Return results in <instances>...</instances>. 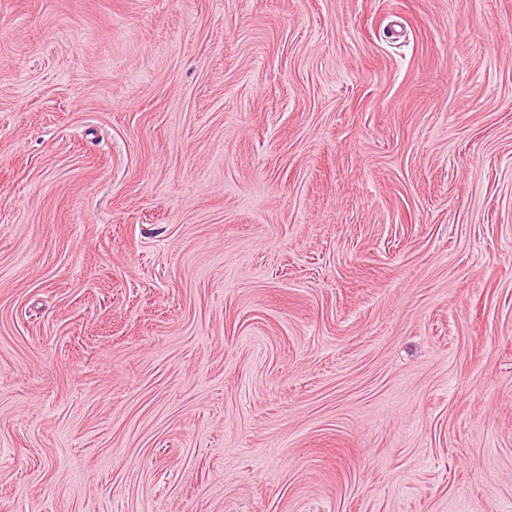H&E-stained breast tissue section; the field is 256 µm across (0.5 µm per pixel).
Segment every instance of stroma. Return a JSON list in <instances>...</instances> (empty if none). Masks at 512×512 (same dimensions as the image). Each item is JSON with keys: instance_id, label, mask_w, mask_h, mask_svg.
<instances>
[{"instance_id": "35a3bbf8", "label": "stroma", "mask_w": 512, "mask_h": 512, "mask_svg": "<svg viewBox=\"0 0 512 512\" xmlns=\"http://www.w3.org/2000/svg\"><path fill=\"white\" fill-rule=\"evenodd\" d=\"M0 512H512V0H0Z\"/></svg>"}]
</instances>
